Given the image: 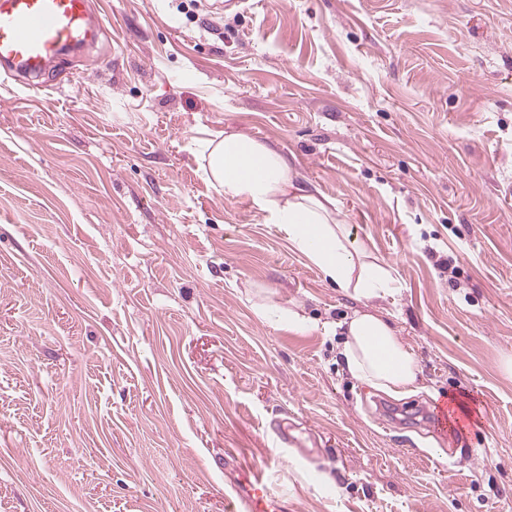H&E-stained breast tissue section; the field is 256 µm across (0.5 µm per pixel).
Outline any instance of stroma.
<instances>
[{"mask_svg": "<svg viewBox=\"0 0 512 512\" xmlns=\"http://www.w3.org/2000/svg\"><path fill=\"white\" fill-rule=\"evenodd\" d=\"M93 2L94 47L0 82V512H245L229 449L287 512H512V0ZM224 131L391 271L418 389L344 370L358 301L205 181ZM254 314L264 322L278 323L288 327L295 333H308L312 326L307 318L291 309H281L270 303H254L252 305Z\"/></svg>", "mask_w": 512, "mask_h": 512, "instance_id": "obj_1", "label": "stroma"}]
</instances>
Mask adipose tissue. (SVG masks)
I'll list each match as a JSON object with an SVG mask.
<instances>
[{"label": "adipose tissue", "mask_w": 512, "mask_h": 512, "mask_svg": "<svg viewBox=\"0 0 512 512\" xmlns=\"http://www.w3.org/2000/svg\"><path fill=\"white\" fill-rule=\"evenodd\" d=\"M204 179L218 193L244 198L266 223L283 231L324 278L359 301L390 295V271L352 239L335 205L299 182L286 155L268 142L242 133L215 136L203 143ZM343 336L339 354L352 378L390 395L411 392L420 368L414 351L386 319L356 310L337 322Z\"/></svg>", "instance_id": "1"}]
</instances>
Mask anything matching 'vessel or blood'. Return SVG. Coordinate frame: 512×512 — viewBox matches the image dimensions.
Instances as JSON below:
<instances>
[{"label":"vessel or blood","mask_w":512,"mask_h":512,"mask_svg":"<svg viewBox=\"0 0 512 512\" xmlns=\"http://www.w3.org/2000/svg\"><path fill=\"white\" fill-rule=\"evenodd\" d=\"M90 0H0V74L41 77L64 52L93 44ZM248 512H285L264 468L240 470L233 485Z\"/></svg>","instance_id":"obj_1"}]
</instances>
